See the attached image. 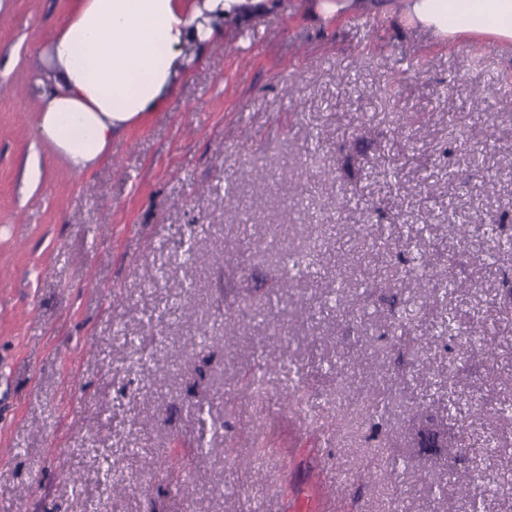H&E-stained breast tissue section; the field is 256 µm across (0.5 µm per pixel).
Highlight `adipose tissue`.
<instances>
[{
    "mask_svg": "<svg viewBox=\"0 0 512 512\" xmlns=\"http://www.w3.org/2000/svg\"><path fill=\"white\" fill-rule=\"evenodd\" d=\"M276 0H81L49 41L40 134L77 172L109 152L131 124L159 110L225 20L270 11ZM403 19L442 41L486 35L512 45V0H403Z\"/></svg>",
    "mask_w": 512,
    "mask_h": 512,
    "instance_id": "obj_1",
    "label": "adipose tissue"
}]
</instances>
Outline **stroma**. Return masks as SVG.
Returning <instances> with one entry per match:
<instances>
[{"instance_id": "obj_1", "label": "stroma", "mask_w": 512, "mask_h": 512, "mask_svg": "<svg viewBox=\"0 0 512 512\" xmlns=\"http://www.w3.org/2000/svg\"><path fill=\"white\" fill-rule=\"evenodd\" d=\"M309 3L226 25L158 112L73 173L40 134L39 82L76 0H0V512H472L455 484L477 477L470 451L489 432L504 446L490 465L512 483V412H496L512 405V254L492 260L479 232L449 244L434 220L447 205L512 234V45L409 31L398 0L324 23ZM314 163L335 180L280 183L281 168ZM299 196L314 221L294 211ZM404 229L458 293L416 297L396 259ZM316 237L330 245L322 268L256 288ZM336 269L366 274L339 311ZM410 299L419 346H450L454 365L421 374L383 337ZM445 312L486 330L493 359L438 336ZM228 321L229 347L216 341ZM259 350L266 393L250 397ZM286 387L320 393V408L282 414L271 397ZM360 388L382 394L373 422ZM174 454L192 484L139 462ZM106 461L125 495L103 481ZM256 463L264 484L243 482Z\"/></svg>"}]
</instances>
